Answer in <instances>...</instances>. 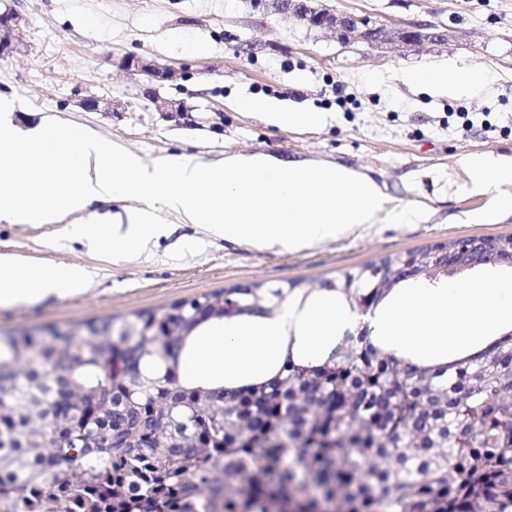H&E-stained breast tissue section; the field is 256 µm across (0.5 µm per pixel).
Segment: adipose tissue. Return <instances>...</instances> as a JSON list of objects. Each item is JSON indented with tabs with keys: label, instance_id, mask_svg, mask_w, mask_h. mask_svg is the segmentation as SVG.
<instances>
[{
	"label": "adipose tissue",
	"instance_id": "obj_1",
	"mask_svg": "<svg viewBox=\"0 0 512 512\" xmlns=\"http://www.w3.org/2000/svg\"><path fill=\"white\" fill-rule=\"evenodd\" d=\"M405 81L449 91L483 86L481 70L410 71ZM283 130L321 126L322 113L266 97L233 100ZM466 191L491 193L482 219L512 212V161L478 156L464 163ZM137 198L139 208L107 217L93 203ZM391 202L372 177L340 164L282 160L265 153H228L207 161L191 153L146 163L96 131L56 120L25 129L0 128V223L55 224L84 216L74 231L116 258L140 254L175 216L215 239L259 249H298L374 223ZM79 267L31 265L0 254V304L63 295L87 283ZM366 331L382 352L450 374L455 365L491 348L512 331V285L450 283L440 288H397L368 311L339 290L283 300L268 315L209 321L184 375L221 374L228 387L272 378L286 353L325 359L348 335Z\"/></svg>",
	"mask_w": 512,
	"mask_h": 512
}]
</instances>
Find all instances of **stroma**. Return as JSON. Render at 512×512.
I'll return each mask as SVG.
<instances>
[{"label":"stroma","instance_id":"obj_1","mask_svg":"<svg viewBox=\"0 0 512 512\" xmlns=\"http://www.w3.org/2000/svg\"><path fill=\"white\" fill-rule=\"evenodd\" d=\"M373 20L428 22L448 29L447 44L394 51L342 47L282 15H258L248 0H0L20 16V37L0 55V110L25 128L42 118L85 126L154 162L187 152L208 160L265 152L362 170L385 185L400 221L380 216L355 233L300 250H258L210 239L164 215L172 232L138 256L112 260L72 238L66 224L0 223V253L35 264L93 271L80 292L0 306V336L21 329L157 312L234 285L341 281L388 255L470 236L512 235V215L471 223L489 199L464 191L468 155L512 157V0H330ZM136 56L166 68L153 92L192 109L190 122L156 112L139 77L121 67ZM481 68L487 83L452 94L405 83L409 71ZM343 84L352 101L338 107ZM267 96L326 113L323 127L287 131L230 107L232 98ZM107 98L119 114L88 112ZM474 125L463 128L461 113Z\"/></svg>","mask_w":512,"mask_h":512}]
</instances>
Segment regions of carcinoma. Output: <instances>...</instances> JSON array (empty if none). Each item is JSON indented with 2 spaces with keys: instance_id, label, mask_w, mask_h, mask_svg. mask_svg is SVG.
<instances>
[{
  "instance_id": "1",
  "label": "carcinoma",
  "mask_w": 512,
  "mask_h": 512,
  "mask_svg": "<svg viewBox=\"0 0 512 512\" xmlns=\"http://www.w3.org/2000/svg\"><path fill=\"white\" fill-rule=\"evenodd\" d=\"M400 262L367 263L337 288L377 303L402 283ZM313 291L255 283L119 326L11 336L0 512H512V335L447 377L360 332L324 361L289 351L273 378L239 389L178 379L204 322ZM63 400L88 415L65 420Z\"/></svg>"
}]
</instances>
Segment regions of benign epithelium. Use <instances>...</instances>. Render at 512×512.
Segmentation results:
<instances>
[{
    "label": "benign epithelium",
    "mask_w": 512,
    "mask_h": 512,
    "mask_svg": "<svg viewBox=\"0 0 512 512\" xmlns=\"http://www.w3.org/2000/svg\"><path fill=\"white\" fill-rule=\"evenodd\" d=\"M253 7L263 14H282L297 24L334 38L347 46L359 42L368 46L411 48L423 43L448 41V31L431 23L379 24L366 15H357L336 10L322 4V0H253ZM20 18L13 12L0 13V53L12 48L13 40L19 37ZM124 69L142 75L149 82H160L169 78V72L137 57H125ZM156 111L176 121L190 120L189 107L182 100L172 97L152 96ZM425 272L447 273L465 262L464 269L490 265L512 268V241L499 243L491 253L476 252L470 248L450 261L448 247L431 248L416 255Z\"/></svg>",
    "instance_id": "obj_1"
}]
</instances>
